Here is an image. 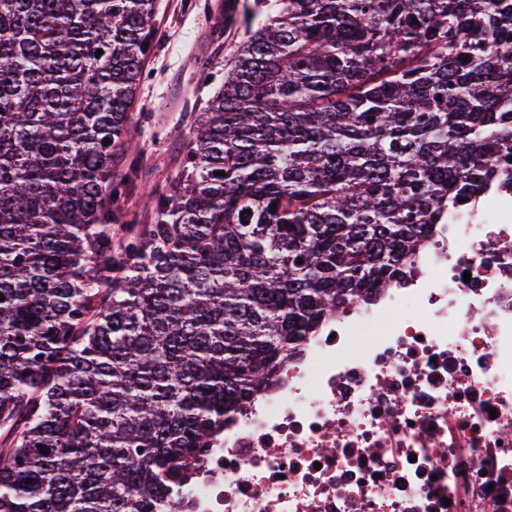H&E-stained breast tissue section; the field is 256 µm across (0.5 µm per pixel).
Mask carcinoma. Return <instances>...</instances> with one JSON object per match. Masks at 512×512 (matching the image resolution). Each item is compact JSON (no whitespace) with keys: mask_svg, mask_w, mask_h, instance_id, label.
<instances>
[{"mask_svg":"<svg viewBox=\"0 0 512 512\" xmlns=\"http://www.w3.org/2000/svg\"><path fill=\"white\" fill-rule=\"evenodd\" d=\"M254 9L114 261L155 0H0V512H175L166 478L324 319L512 180V0Z\"/></svg>","mask_w":512,"mask_h":512,"instance_id":"cac0c4a2","label":"carcinoma"}]
</instances>
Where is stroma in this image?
Here are the masks:
<instances>
[{
    "label": "stroma",
    "instance_id": "35a3bbf8",
    "mask_svg": "<svg viewBox=\"0 0 512 512\" xmlns=\"http://www.w3.org/2000/svg\"><path fill=\"white\" fill-rule=\"evenodd\" d=\"M254 0H156V36L130 112L133 134L112 162L118 204L136 227L146 200L165 192L188 150L196 116L224 84V61L257 24Z\"/></svg>",
    "mask_w": 512,
    "mask_h": 512
}]
</instances>
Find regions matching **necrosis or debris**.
Returning <instances> with one entry per match:
<instances>
[{"label": "necrosis or debris", "instance_id": "obj_1", "mask_svg": "<svg viewBox=\"0 0 512 512\" xmlns=\"http://www.w3.org/2000/svg\"><path fill=\"white\" fill-rule=\"evenodd\" d=\"M170 489L176 512H512V184L324 319Z\"/></svg>", "mask_w": 512, "mask_h": 512}]
</instances>
